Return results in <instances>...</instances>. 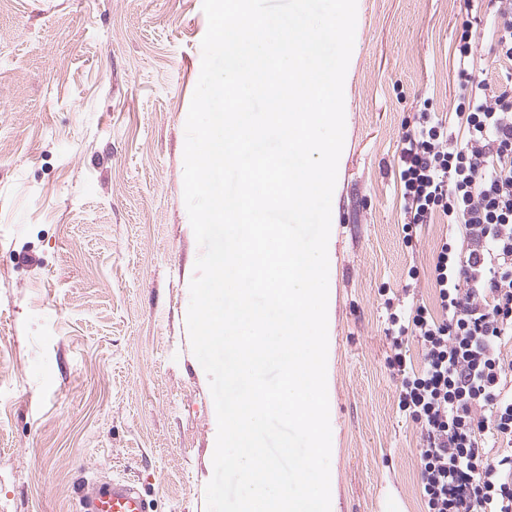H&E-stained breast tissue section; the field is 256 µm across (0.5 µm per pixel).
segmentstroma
Segmentation results:
<instances>
[{
	"label": "stroma",
	"mask_w": 512,
	"mask_h": 512,
	"mask_svg": "<svg viewBox=\"0 0 512 512\" xmlns=\"http://www.w3.org/2000/svg\"><path fill=\"white\" fill-rule=\"evenodd\" d=\"M203 0H0V512H75L127 477L207 512L214 402L186 323L201 253L183 189ZM499 89L491 0H357L328 242L333 512H425L383 303L434 306L446 219L405 243L402 123L460 129L457 32ZM417 280H409V269Z\"/></svg>",
	"instance_id": "stroma-1"
}]
</instances>
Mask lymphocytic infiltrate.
Returning a JSON list of instances; mask_svg holds the SVG:
<instances>
[{
  "mask_svg": "<svg viewBox=\"0 0 512 512\" xmlns=\"http://www.w3.org/2000/svg\"><path fill=\"white\" fill-rule=\"evenodd\" d=\"M463 141L437 113L402 124L398 177L405 235L448 219L433 260L439 313L426 305L386 302L392 353L401 378L398 408L420 424V490L426 512H512V453L494 458L486 437L512 444V73L487 94L472 74L473 44L456 47ZM416 337L423 366L414 370L403 344Z\"/></svg>",
  "mask_w": 512,
  "mask_h": 512,
  "instance_id": "lymphocytic-infiltrate-1",
  "label": "lymphocytic infiltrate"
}]
</instances>
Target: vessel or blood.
Listing matches in <instances>:
<instances>
[{
    "mask_svg": "<svg viewBox=\"0 0 512 512\" xmlns=\"http://www.w3.org/2000/svg\"><path fill=\"white\" fill-rule=\"evenodd\" d=\"M77 495L78 512H150L149 501L131 481H85Z\"/></svg>",
    "mask_w": 512,
    "mask_h": 512,
    "instance_id": "vessel-or-blood-1",
    "label": "vessel or blood"
}]
</instances>
